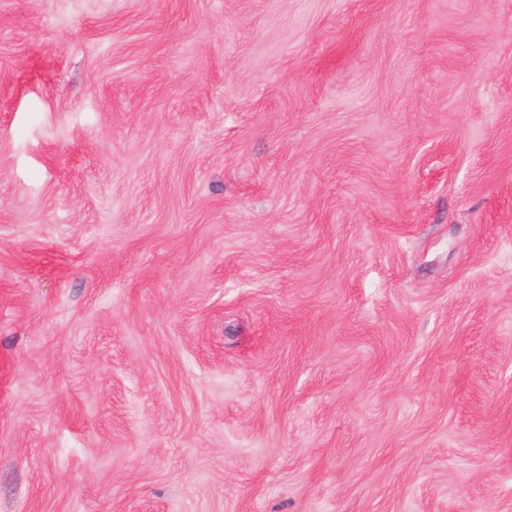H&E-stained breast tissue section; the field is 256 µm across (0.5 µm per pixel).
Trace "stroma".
Segmentation results:
<instances>
[{"label":"stroma","instance_id":"obj_1","mask_svg":"<svg viewBox=\"0 0 512 512\" xmlns=\"http://www.w3.org/2000/svg\"><path fill=\"white\" fill-rule=\"evenodd\" d=\"M0 512H512V0H0Z\"/></svg>","mask_w":512,"mask_h":512}]
</instances>
